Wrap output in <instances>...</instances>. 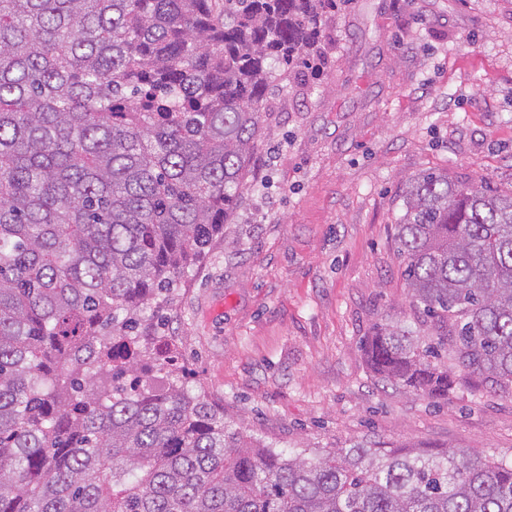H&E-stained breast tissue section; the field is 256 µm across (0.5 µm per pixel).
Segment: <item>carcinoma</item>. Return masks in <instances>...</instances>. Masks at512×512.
Here are the masks:
<instances>
[{"mask_svg": "<svg viewBox=\"0 0 512 512\" xmlns=\"http://www.w3.org/2000/svg\"><path fill=\"white\" fill-rule=\"evenodd\" d=\"M349 0H0V512H512V461L260 447L137 330L233 221L280 83ZM424 342L378 325L382 382L512 386V194L427 172L397 222Z\"/></svg>", "mask_w": 512, "mask_h": 512, "instance_id": "cac0c4a2", "label": "carcinoma"}]
</instances>
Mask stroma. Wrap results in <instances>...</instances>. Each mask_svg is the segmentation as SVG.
Returning a JSON list of instances; mask_svg holds the SVG:
<instances>
[{"label":"stroma","mask_w":512,"mask_h":512,"mask_svg":"<svg viewBox=\"0 0 512 512\" xmlns=\"http://www.w3.org/2000/svg\"><path fill=\"white\" fill-rule=\"evenodd\" d=\"M330 63L264 117L234 221L154 318L190 386L244 435L512 460V391L453 367L445 403L378 380L379 323L426 336L395 224L428 171L512 192V0H348Z\"/></svg>","instance_id":"obj_1"}]
</instances>
